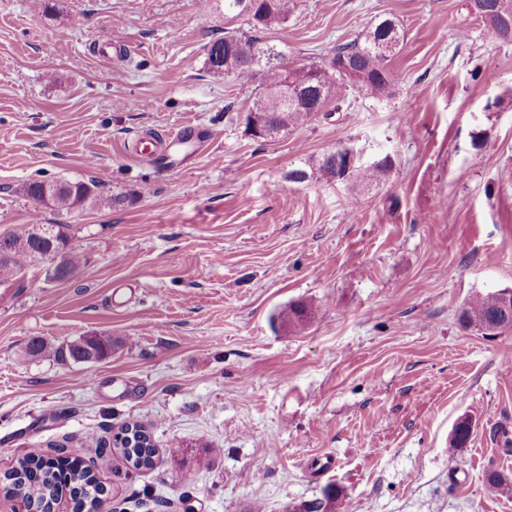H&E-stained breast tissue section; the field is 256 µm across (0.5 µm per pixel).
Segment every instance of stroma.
Listing matches in <instances>:
<instances>
[{"label":"stroma","mask_w":512,"mask_h":512,"mask_svg":"<svg viewBox=\"0 0 512 512\" xmlns=\"http://www.w3.org/2000/svg\"><path fill=\"white\" fill-rule=\"evenodd\" d=\"M382 19L403 35L390 95L345 87L264 140L240 122L258 81L206 66L249 29L224 0H0V237L37 210L89 258L64 283L32 267L0 284V474L91 433L105 512H299L330 485L334 512H512V333L459 323L512 289V39L470 0H295L263 38L319 62ZM186 132L174 156L126 147ZM340 146L389 169L288 182ZM59 179L130 199L57 211L22 193ZM79 336L118 346L93 364L25 353ZM131 422L152 468L113 446ZM130 425H133L134 430L143 432L142 445L136 444L133 448L127 447V437L123 435L127 434ZM114 445L119 449V453L125 463L132 465L135 469H148L153 467L156 448L152 443L151 435L141 424L133 422L122 425L119 432L114 437Z\"/></svg>","instance_id":"obj_1"}]
</instances>
